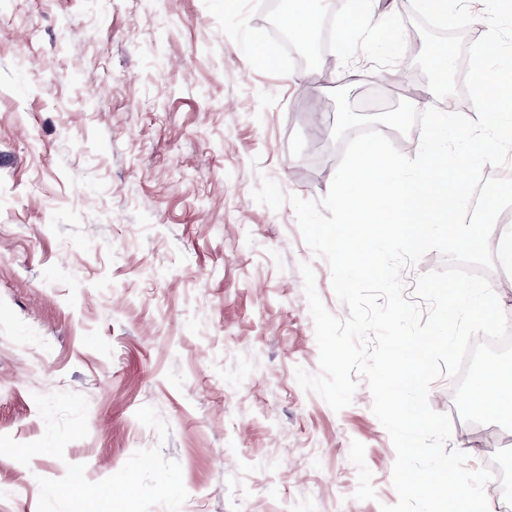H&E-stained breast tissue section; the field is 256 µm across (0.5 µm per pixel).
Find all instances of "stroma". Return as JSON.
<instances>
[{"instance_id":"obj_1","label":"stroma","mask_w":512,"mask_h":512,"mask_svg":"<svg viewBox=\"0 0 512 512\" xmlns=\"http://www.w3.org/2000/svg\"><path fill=\"white\" fill-rule=\"evenodd\" d=\"M393 88L438 103L405 30ZM251 67L204 0H0V512H381L396 452L365 380L336 411L300 264L327 260L262 178L321 199L342 154L334 90L371 113L365 56L306 78ZM429 403L469 468L512 431ZM81 483L89 494L74 495Z\"/></svg>"}]
</instances>
